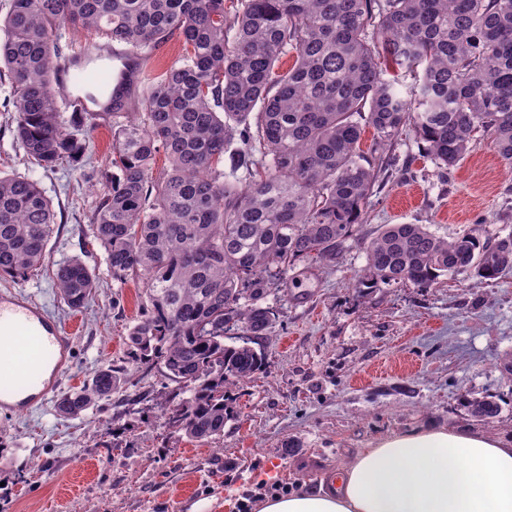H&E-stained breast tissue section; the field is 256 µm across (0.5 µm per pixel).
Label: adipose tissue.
<instances>
[{
	"label": "adipose tissue",
	"mask_w": 512,
	"mask_h": 512,
	"mask_svg": "<svg viewBox=\"0 0 512 512\" xmlns=\"http://www.w3.org/2000/svg\"><path fill=\"white\" fill-rule=\"evenodd\" d=\"M260 512H512V438L421 425L378 439L328 488L266 496Z\"/></svg>",
	"instance_id": "1"
}]
</instances>
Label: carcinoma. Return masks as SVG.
I'll return each mask as SVG.
<instances>
[{"label": "carcinoma", "instance_id": "obj_1", "mask_svg": "<svg viewBox=\"0 0 512 512\" xmlns=\"http://www.w3.org/2000/svg\"><path fill=\"white\" fill-rule=\"evenodd\" d=\"M66 25L136 53L183 41L142 111L112 122V183L97 190L92 233L114 279L143 282L150 310L127 334L133 361H159L188 394L172 422L197 442L224 434V388L265 366L264 352L224 333L273 328L277 312L262 304L270 266L286 276L298 261L333 259L360 224L381 161L360 150L363 127L381 150L411 125L447 169L480 133L512 168V0H236L231 16L224 0H10L0 76L16 141L46 170L80 169L105 116L67 117L50 94ZM288 54L295 63L281 73ZM132 75L129 64L121 91L87 97L117 117ZM159 154L167 167L156 172ZM53 224L36 179L0 176V277L42 264ZM364 249L363 287L512 275V233L448 241L425 224H386ZM53 280L72 310L97 284L79 257ZM123 385L122 372L100 367L55 406L77 416ZM466 406L479 421L499 414L490 400Z\"/></svg>", "mask_w": 512, "mask_h": 512}]
</instances>
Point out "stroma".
<instances>
[{
	"label": "stroma",
	"mask_w": 512,
	"mask_h": 512,
	"mask_svg": "<svg viewBox=\"0 0 512 512\" xmlns=\"http://www.w3.org/2000/svg\"><path fill=\"white\" fill-rule=\"evenodd\" d=\"M11 95L0 80V173L30 175L51 199L55 224L43 267L27 280L0 277V290L25 294L63 325L74 324L71 358L58 391L81 386L102 365L125 373L128 400H104L79 416L54 400L0 410V512H245L264 482L318 488L384 436L421 424L512 436V277L457 276L423 288L360 287L364 243L385 224H424L451 239L476 228L512 232V169L477 139L455 167L440 168L413 128L384 151L380 187L354 235L321 263L302 261L267 284L278 319L256 340L268 364L228 389L224 434L189 440L169 422L177 385L160 365L137 366L125 343L145 312L141 282L112 278L93 237L95 192L112 177V127L92 135L82 170L45 171L14 139ZM73 257L95 269L88 305L70 311L50 275ZM488 398L500 412L478 422L462 397ZM293 454H285L286 443Z\"/></svg>",
	"instance_id": "stroma-1"
}]
</instances>
